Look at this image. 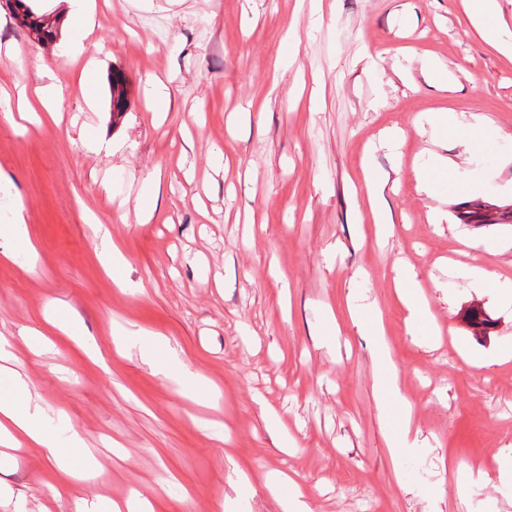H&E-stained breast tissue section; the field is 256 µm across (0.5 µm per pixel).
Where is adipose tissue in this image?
Masks as SVG:
<instances>
[{"instance_id":"1","label":"adipose tissue","mask_w":512,"mask_h":512,"mask_svg":"<svg viewBox=\"0 0 512 512\" xmlns=\"http://www.w3.org/2000/svg\"><path fill=\"white\" fill-rule=\"evenodd\" d=\"M66 2L61 30L67 36L69 54L75 57L85 51V41L95 27L97 13L92 0ZM465 8L477 37L500 54L512 56V28L503 20L498 0H466ZM419 118L429 123L437 137L457 140L470 152L486 150L495 139L494 129L477 116L465 120L457 113L440 111L423 112ZM363 327L377 349L375 389L378 402L392 423L388 444L396 455L411 453L417 447V439L410 432L412 409L402 394L401 373L386 347L382 322L367 316ZM135 342L143 348L151 366L177 381L196 401L210 398L211 392L199 375L187 369L168 344L145 335L137 336ZM10 382V393L0 398V444L16 447L24 442L44 449L60 475L59 480L48 484V492L55 497H69L76 512H86V501L73 471L75 460L88 457L85 437L75 428L62 441L51 435L42 422L41 409L28 382L18 374L11 375Z\"/></svg>"}]
</instances>
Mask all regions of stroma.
Segmentation results:
<instances>
[{"mask_svg":"<svg viewBox=\"0 0 512 512\" xmlns=\"http://www.w3.org/2000/svg\"><path fill=\"white\" fill-rule=\"evenodd\" d=\"M85 55L38 44L0 7V94L58 73L54 117L0 114V191L22 213L33 259L0 245V340L50 427L87 433L78 484L98 512H281L266 487L287 471L311 512H512V305L472 265L512 282V224L462 223L433 155L512 201V59L474 35L463 0H95ZM294 44H285L287 33ZM98 63L97 106L79 79ZM436 61L449 81L424 70ZM127 106L113 119L109 82ZM162 79L171 106L145 94ZM483 117L489 151L416 130L422 112ZM400 134L398 147L386 135ZM388 174L395 222L381 237L361 161ZM159 182L143 220L137 199ZM104 225L126 285L101 261ZM413 268L434 336L409 321L393 266ZM67 305L81 329L50 323ZM377 307L420 448L395 457L374 394V348L355 305ZM492 321L481 331L471 311ZM338 333H331V326ZM168 341L219 392L189 397L118 345ZM35 447L0 450V512H73L47 494Z\"/></svg>","mask_w":512,"mask_h":512,"instance_id":"1","label":"stroma"}]
</instances>
